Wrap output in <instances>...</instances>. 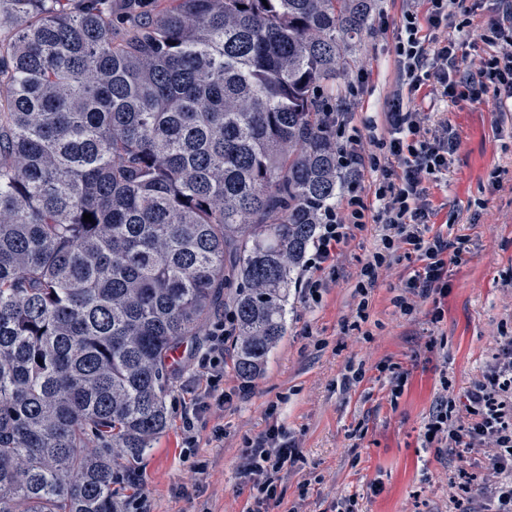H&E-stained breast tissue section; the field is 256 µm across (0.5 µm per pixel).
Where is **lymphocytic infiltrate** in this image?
Segmentation results:
<instances>
[{"label":"lymphocytic infiltrate","instance_id":"obj_1","mask_svg":"<svg viewBox=\"0 0 512 512\" xmlns=\"http://www.w3.org/2000/svg\"><path fill=\"white\" fill-rule=\"evenodd\" d=\"M425 16L405 13L395 46L401 85L408 93L428 89L430 94L452 102L468 100L477 104L496 98L499 104L512 100V0H498L500 14L481 30V42L495 46L477 70L460 65V46L452 39L437 40L433 32L448 20L464 13L466 0H425ZM385 138H371L373 154L339 151L340 169L350 179L342 209H330L313 251L305 262L306 276L300 283L305 299L319 300L327 271L336 265L337 249L350 228L363 227L366 220L384 225L383 248L361 268L367 287H374L388 250L395 244L409 246L423 262L403 284L395 299L404 312H411V297L429 298L445 293L449 262L460 257L463 242L448 243L442 235H428L435 211L428 199L426 181H439L447 174L458 147L449 130L430 132L420 112L410 108L402 95H395L384 114ZM370 169L379 175L375 198L377 213H370L364 200L359 173ZM466 401L472 410L470 422L449 428L452 401L445 398L433 408L424 434L426 444L449 441L458 448L484 447L487 479L478 493L468 499V512H512V337L497 357L485 381L475 384ZM300 459L295 443L282 428L270 426L249 442L244 454L243 474L252 483L256 504L278 501L281 474Z\"/></svg>","mask_w":512,"mask_h":512}]
</instances>
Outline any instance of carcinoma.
Here are the masks:
<instances>
[{
    "mask_svg": "<svg viewBox=\"0 0 512 512\" xmlns=\"http://www.w3.org/2000/svg\"><path fill=\"white\" fill-rule=\"evenodd\" d=\"M171 2L118 30L0 0V512H124L173 355L233 288L258 376L336 203L325 113L375 0Z\"/></svg>",
    "mask_w": 512,
    "mask_h": 512,
    "instance_id": "obj_1",
    "label": "carcinoma"
}]
</instances>
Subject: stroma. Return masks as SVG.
<instances>
[{
	"instance_id": "35a3bbf8",
	"label": "stroma",
	"mask_w": 512,
	"mask_h": 512,
	"mask_svg": "<svg viewBox=\"0 0 512 512\" xmlns=\"http://www.w3.org/2000/svg\"><path fill=\"white\" fill-rule=\"evenodd\" d=\"M465 29H439L458 39L464 65L477 69L489 48L478 33L497 12V0H470ZM424 12L422 0H376L368 26L352 47L336 106L346 116L344 136L368 148L369 136L387 134L383 113L398 89L397 25L405 10ZM430 128L446 124L459 139L447 179L430 182L438 214L431 232L448 240L466 237L460 264L450 266L448 288L438 300L418 299L412 314L395 304L403 278L421 263L396 249L369 291L365 318L356 314L364 263L382 247L383 225L369 223L338 250L320 302L292 289L287 333L270 353L264 372L238 375L234 346H224L223 407H211L194 452L183 448L181 411L203 391L200 342L167 404L169 428L133 463L147 512H250V484L243 477L246 440L280 425L301 450L283 473L278 506L270 512H336L355 497L358 512H456L451 481L459 469L483 476V451L427 447L425 426L434 405L453 398L467 422L465 395L492 369L501 342L512 336V111L495 103L452 105L418 98ZM362 380L345 386L348 369ZM404 378L392 395V377ZM275 416H267L269 404Z\"/></svg>"
}]
</instances>
